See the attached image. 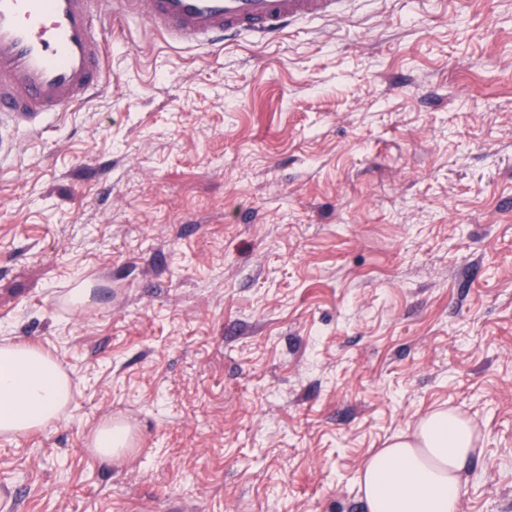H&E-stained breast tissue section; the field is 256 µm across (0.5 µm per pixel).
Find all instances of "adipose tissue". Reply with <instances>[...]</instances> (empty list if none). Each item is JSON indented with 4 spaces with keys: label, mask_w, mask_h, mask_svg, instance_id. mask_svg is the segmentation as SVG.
I'll use <instances>...</instances> for the list:
<instances>
[{
    "label": "adipose tissue",
    "mask_w": 512,
    "mask_h": 512,
    "mask_svg": "<svg viewBox=\"0 0 512 512\" xmlns=\"http://www.w3.org/2000/svg\"><path fill=\"white\" fill-rule=\"evenodd\" d=\"M71 404L68 374L35 344L0 346V435L53 426ZM474 431L453 409L430 411L414 432H401L364 460L357 485L368 512H462L463 476L475 455ZM131 427L108 420L88 446L100 461L131 451Z\"/></svg>",
    "instance_id": "obj_1"
}]
</instances>
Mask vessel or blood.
Returning a JSON list of instances; mask_svg holds the SVG:
<instances>
[{
    "label": "vessel or blood",
    "instance_id": "vessel-or-blood-1",
    "mask_svg": "<svg viewBox=\"0 0 512 512\" xmlns=\"http://www.w3.org/2000/svg\"><path fill=\"white\" fill-rule=\"evenodd\" d=\"M345 0H0V117L34 125L86 102L104 83L95 22L134 14L177 44L274 39L306 19H338Z\"/></svg>",
    "mask_w": 512,
    "mask_h": 512
}]
</instances>
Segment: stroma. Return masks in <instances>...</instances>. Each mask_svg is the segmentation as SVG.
Wrapping results in <instances>:
<instances>
[{
  "label": "stroma",
  "instance_id": "obj_1",
  "mask_svg": "<svg viewBox=\"0 0 512 512\" xmlns=\"http://www.w3.org/2000/svg\"><path fill=\"white\" fill-rule=\"evenodd\" d=\"M96 30L102 94L0 121V343L73 384L0 436V512H367L361 463L438 407L478 436L463 512H512V0ZM131 444V426L111 417L92 431L88 446L97 459L112 463L128 455L133 450Z\"/></svg>",
  "mask_w": 512,
  "mask_h": 512
}]
</instances>
